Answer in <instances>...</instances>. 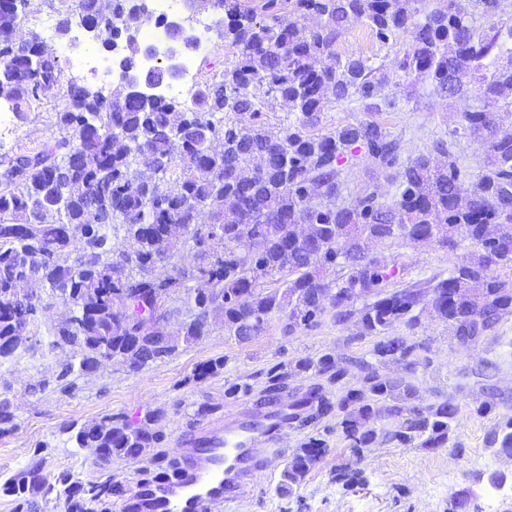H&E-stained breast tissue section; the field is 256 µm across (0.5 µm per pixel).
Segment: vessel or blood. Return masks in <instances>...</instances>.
<instances>
[{
    "mask_svg": "<svg viewBox=\"0 0 512 512\" xmlns=\"http://www.w3.org/2000/svg\"><path fill=\"white\" fill-rule=\"evenodd\" d=\"M288 424L287 410L206 426L188 438L178 476L138 485L123 512H217L253 490L255 471L271 469L273 456L258 448L275 442Z\"/></svg>",
    "mask_w": 512,
    "mask_h": 512,
    "instance_id": "1",
    "label": "vessel or blood"
}]
</instances>
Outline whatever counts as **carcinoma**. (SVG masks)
I'll return each instance as SVG.
<instances>
[{"instance_id": "carcinoma-1", "label": "carcinoma", "mask_w": 512, "mask_h": 512, "mask_svg": "<svg viewBox=\"0 0 512 512\" xmlns=\"http://www.w3.org/2000/svg\"><path fill=\"white\" fill-rule=\"evenodd\" d=\"M57 1L58 31H70L73 12L102 48L124 40L121 73L139 65V41L133 20H151L145 0ZM0 0V100L23 119L54 95L63 71L38 32L25 39L16 30L31 0ZM417 0H187L192 9L210 10L224 23V38L236 49L233 64L199 86L194 105L146 92L109 97L74 79L55 109L60 137L33 150L0 157V360H12L33 348L40 310L56 301L72 316L48 330L51 350L77 347L79 358L61 364L55 382L62 390L97 371L102 361L118 358L130 373L174 355L181 345L201 341L212 320L229 336H258L269 318L291 310L286 331L317 324L322 310L312 292L325 287L320 272L341 266L336 322L346 323L353 303L366 300L360 326L378 341L379 360L403 362L416 373L422 344L391 336L397 324L412 330L415 310L428 301L439 320L463 345L477 346L512 316V134L503 131L512 116V26H483L496 0H475L471 12L448 0L444 9L416 19ZM263 14L267 23L258 18ZM362 24L387 41L413 26L414 40L401 68L432 81L440 95L462 99L468 86L479 87L486 105L461 113L463 129L484 148L486 173L470 190L462 188L453 144L440 139L396 174L399 198L391 205L365 195L354 208H321L311 196H333L339 167L353 148L390 168L400 143L378 123L348 124L327 134L310 129L330 104L357 99L364 110L393 105L382 95L388 77L363 56L336 53L343 29ZM331 59L332 66H317ZM274 94L297 113L294 123L273 130L257 121L262 96ZM234 120L224 121V114ZM150 164L145 176L141 161ZM196 228L194 236H177L178 226ZM367 239L436 242L452 252L466 241L468 260L448 277L430 280V299L414 286L388 289L394 276L388 262L344 252L340 243L361 247ZM131 246H126V243ZM195 264L174 266L162 278L156 270L185 248ZM287 274L279 287L268 279ZM204 278L219 288L197 290L183 304L173 295L190 291L188 283ZM34 282L43 292L26 303L21 285ZM484 294L481 309L474 292ZM364 384L373 397L392 401L381 408L352 389L331 400L320 384L293 396L298 409L292 423L305 428L336 412L351 447H371L377 425L392 421L388 441L414 444L427 451L447 447L460 406L454 397L411 403L416 390L404 377H381L362 362ZM300 371L341 383L345 368L326 354L296 362ZM286 375L272 370L260 403L276 404ZM12 403L0 394V432L15 426ZM148 413L132 423L106 415L80 427L74 441L106 461L147 456L163 434L152 431ZM488 443L502 453L512 448V418L490 432ZM313 436L296 449L282 474V488L293 490L325 454ZM179 459L148 456L147 464L165 475L177 473ZM65 484L66 512H97L122 484ZM40 490L36 470L13 478L6 491L19 497Z\"/></svg>"}]
</instances>
